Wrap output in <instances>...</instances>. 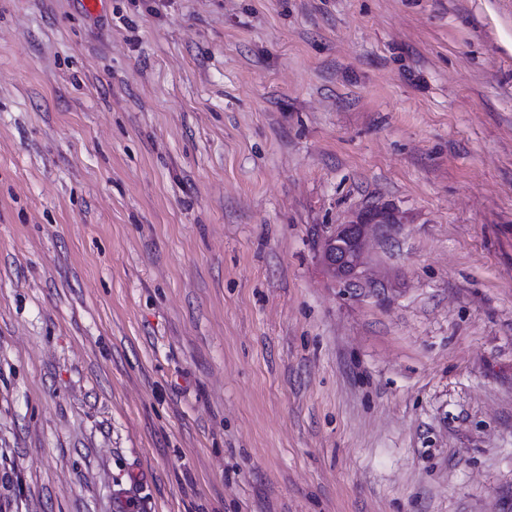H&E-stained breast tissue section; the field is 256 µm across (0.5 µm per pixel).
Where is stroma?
<instances>
[{
	"label": "stroma",
	"mask_w": 512,
	"mask_h": 512,
	"mask_svg": "<svg viewBox=\"0 0 512 512\" xmlns=\"http://www.w3.org/2000/svg\"><path fill=\"white\" fill-rule=\"evenodd\" d=\"M131 500L512 512V0H0V512ZM393 213L385 207L363 208L355 219L345 224H327L316 235V251L322 266L334 275L340 287L374 288L377 284L362 271V254L369 229H378L384 224H395ZM348 240L347 249L340 254L336 246Z\"/></svg>",
	"instance_id": "35a3bbf8"
}]
</instances>
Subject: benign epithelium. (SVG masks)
Listing matches in <instances>:
<instances>
[{
    "label": "benign epithelium",
    "instance_id": "1",
    "mask_svg": "<svg viewBox=\"0 0 512 512\" xmlns=\"http://www.w3.org/2000/svg\"><path fill=\"white\" fill-rule=\"evenodd\" d=\"M396 223L385 207L369 206L345 224H328L316 235V251L322 266L337 274L336 281L345 289L373 288L376 283L362 271V254L368 230Z\"/></svg>",
    "mask_w": 512,
    "mask_h": 512
}]
</instances>
